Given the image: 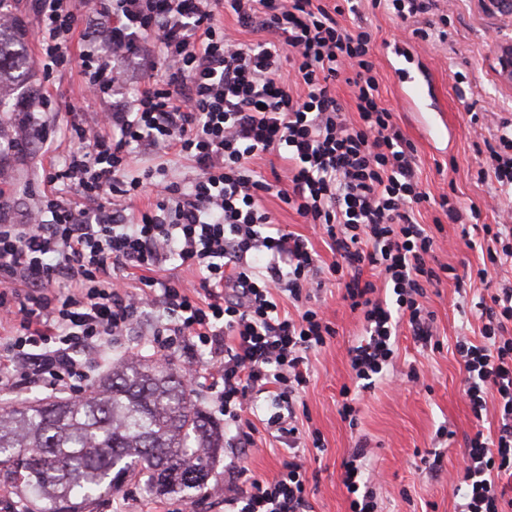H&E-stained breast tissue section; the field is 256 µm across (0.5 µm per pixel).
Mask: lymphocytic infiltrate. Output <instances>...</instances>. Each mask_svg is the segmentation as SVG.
<instances>
[{
  "mask_svg": "<svg viewBox=\"0 0 512 512\" xmlns=\"http://www.w3.org/2000/svg\"><path fill=\"white\" fill-rule=\"evenodd\" d=\"M400 20L422 18L413 36L446 41L441 0H371ZM352 0H36L45 73L74 66L102 105L71 108L74 143L62 166L44 173L55 193L41 196L20 222L0 218V393L36 383L59 393L94 390L92 361L128 335L150 308L149 333L162 358L194 352L184 372L209 380L225 425L242 427L254 394L271 396L267 425L293 454L271 479L229 472L226 512H311L303 438L295 402L309 377L308 355L335 329L311 305L323 275L362 312L363 337L349 347L354 381L386 380L402 325L417 342L433 340L428 289L450 274L435 265L436 238L415 209L429 196L414 146L383 106L374 31L345 26ZM438 12V21L427 18ZM234 28H226L225 17ZM102 21L104 38L76 46L84 24ZM354 89L345 109L334 84ZM47 99L27 101L0 149L42 140ZM478 180L512 193V119L482 136ZM174 152L197 174L128 177L134 149ZM282 154L270 175L255 162ZM151 191L154 201L135 209ZM274 194L322 231L333 255L320 267L304 235L278 224L263 200ZM461 230L467 248L486 247L476 277L490 287L476 310L479 340L461 336V394L473 417L497 414L493 432L469 437L453 481L458 512H512V286L494 287L492 270L512 264V209L493 224L472 210ZM196 281L157 278L170 259ZM376 279L365 278L366 269ZM141 271L138 287L126 274ZM69 283L55 291L57 279ZM293 311H286V304ZM219 362L215 372L198 359Z\"/></svg>",
  "mask_w": 512,
  "mask_h": 512,
  "instance_id": "1",
  "label": "lymphocytic infiltrate"
}]
</instances>
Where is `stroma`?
<instances>
[{
    "label": "stroma",
    "instance_id": "obj_1",
    "mask_svg": "<svg viewBox=\"0 0 512 512\" xmlns=\"http://www.w3.org/2000/svg\"><path fill=\"white\" fill-rule=\"evenodd\" d=\"M362 21L374 29L379 50L375 63L381 97L392 109L397 124L417 149L418 173L430 200L420 208L419 223L431 224L434 199L455 193L462 206L482 207L481 221L493 223L483 204L496 188L494 181L477 182L475 170L480 157L475 135L468 124L469 112L483 114L487 127L500 119H512V93L502 89L491 68L497 40L512 39V26L486 14L479 0H456L447 41L421 42L412 37L415 20L400 21L383 10H375L370 0H361L359 15L342 16L345 25ZM28 79L25 92L44 97L52 105L46 112V131L51 150L32 144L26 154L0 158V189L15 208L27 206L42 195L46 185L41 168L62 164L70 150L68 104L87 112L96 111V101L85 97L83 79L76 70L64 67L44 74L38 56L36 36L26 43ZM466 76L465 83L454 80L455 72ZM428 81L430 91L411 99L405 93L409 82ZM264 205L278 223L305 235L323 261L332 254L322 233L302 223L275 196ZM461 228L445 225L439 233L435 253L438 263L453 266L457 279L429 289L428 306L438 349L417 345L409 327H402L390 371L403 376L410 370L421 375L420 383H409L395 391L385 385L362 393L358 421L349 426L340 414V391L351 382L347 349L363 331V318L351 312L341 300L337 286L326 285L318 294L336 334L310 355V379L296 405L300 422L318 431L322 448L305 441L299 453L308 466L310 501L314 512H350V500L342 484L343 464L360 439H368V456L361 468L359 483L377 495V512H456L457 499L451 486L461 460L465 439L478 424L461 397L464 372L455 352L457 337L477 334L480 322L474 304L482 292L480 283L466 280L470 268L482 261L480 250L466 248L460 240ZM256 445L248 454L234 448L235 430H227L225 450L213 468L205 488L195 493V512H224V472L243 466L256 476L275 477L288 458L286 445L266 430L265 399H258ZM450 430L439 438L438 428ZM436 457L434 469L425 468L423 457ZM180 494L157 495L142 483L126 484L120 492L102 497L93 512H180Z\"/></svg>",
    "mask_w": 512,
    "mask_h": 512
}]
</instances>
